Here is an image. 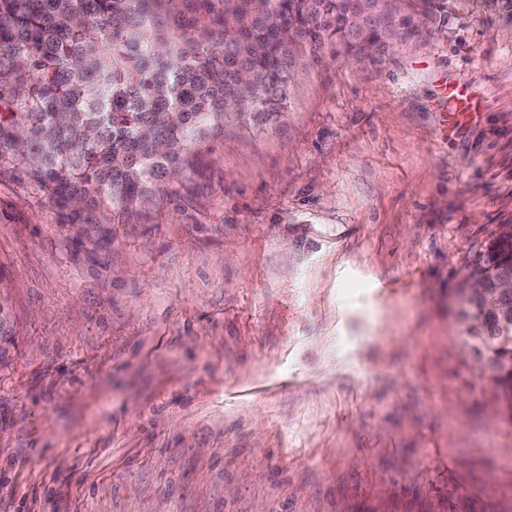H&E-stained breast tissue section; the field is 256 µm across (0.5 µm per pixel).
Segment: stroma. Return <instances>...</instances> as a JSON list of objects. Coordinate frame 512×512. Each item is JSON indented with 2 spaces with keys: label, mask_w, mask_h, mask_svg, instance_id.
<instances>
[{
  "label": "stroma",
  "mask_w": 512,
  "mask_h": 512,
  "mask_svg": "<svg viewBox=\"0 0 512 512\" xmlns=\"http://www.w3.org/2000/svg\"><path fill=\"white\" fill-rule=\"evenodd\" d=\"M506 225L512 0L326 62L108 254L0 161V512H512V422L456 305Z\"/></svg>",
  "instance_id": "stroma-1"
}]
</instances>
